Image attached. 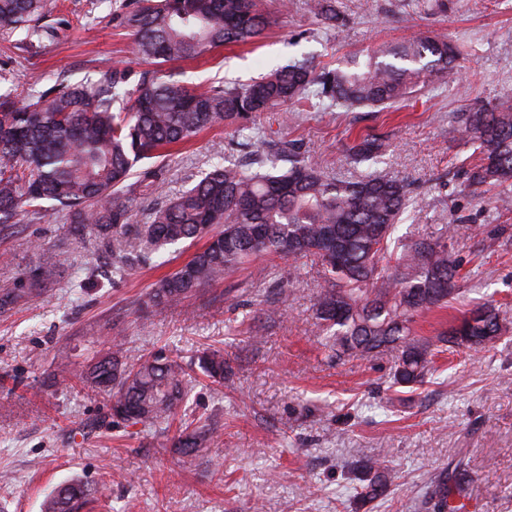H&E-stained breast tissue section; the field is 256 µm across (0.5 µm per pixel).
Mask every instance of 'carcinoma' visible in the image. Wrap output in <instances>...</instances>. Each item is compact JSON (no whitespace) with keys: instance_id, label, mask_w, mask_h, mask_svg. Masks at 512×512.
Returning a JSON list of instances; mask_svg holds the SVG:
<instances>
[{"instance_id":"carcinoma-1","label":"carcinoma","mask_w":512,"mask_h":512,"mask_svg":"<svg viewBox=\"0 0 512 512\" xmlns=\"http://www.w3.org/2000/svg\"><path fill=\"white\" fill-rule=\"evenodd\" d=\"M308 6L328 27L346 25L336 0H308ZM46 8L47 0H0V38L40 35ZM271 23L263 0H132L122 24L134 54L151 65L136 80L114 70L97 80L32 90L21 100L12 89L0 93V224L38 214L50 202L68 215L76 234L101 239L114 277L162 251L203 241L183 267L157 283L151 294L157 305L188 297L247 260L312 257L324 273L315 319L325 347L338 359L395 349L393 381L412 388L424 382L434 357V343L414 336L412 324L448 305L461 288L447 246L454 225L435 238L393 237L416 204L405 181L375 173L329 178L296 143L280 140L246 169L228 158L215 164L180 197L155 208L151 223H128L127 181L135 167L203 129L232 128L249 145L257 138L251 126L257 113L281 112L286 121L288 112H301L314 99L329 108H391L454 74L458 58L448 40L423 37L378 45L335 68L318 69L304 58L241 86L200 90L164 72L171 63L252 43ZM448 134L479 151L469 185L512 186V95L455 113ZM386 148L382 137L360 134L347 156L376 164ZM477 309L484 312L479 323L459 334L452 325L438 342L476 350L507 331L495 304ZM198 366L224 382L220 351L202 353ZM76 379L114 401L118 418L144 426L167 421L191 389L177 361H130L112 352ZM211 438V428L187 425L173 446L192 455ZM362 468L357 497L368 503L386 496L392 485L386 465L369 459ZM471 481L461 461L437 475L430 483L434 512H467ZM88 492L80 481L58 486L47 494L44 512H80Z\"/></svg>"}]
</instances>
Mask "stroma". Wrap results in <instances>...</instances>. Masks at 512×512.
Wrapping results in <instances>:
<instances>
[{
    "label": "stroma",
    "mask_w": 512,
    "mask_h": 512,
    "mask_svg": "<svg viewBox=\"0 0 512 512\" xmlns=\"http://www.w3.org/2000/svg\"><path fill=\"white\" fill-rule=\"evenodd\" d=\"M126 2L49 0L40 38L0 40V87L23 94L116 68L137 75L144 65L121 24ZM264 3L274 23L258 45L223 47L167 72L205 88L245 84L305 56L332 67L382 42L438 35L458 46L457 73L402 105H313L286 123L265 112L255 124L272 140L296 141L325 175L346 178L362 172L346 156L355 135L383 136L377 171L406 179L422 206L398 234L430 237L453 225L448 252L462 294L418 317L416 335L436 338L488 300L512 319V188L473 192L464 174L473 147L448 137L452 113L512 94V0H446L433 11L415 0H337L348 18L338 31L305 0L285 15L279 0ZM238 152L232 130L213 127L138 166L130 223H150L157 205ZM47 252L57 276L37 288ZM192 253L183 244L116 278L99 240L72 241L56 210L0 227V291H29L0 315V512H40L44 496L73 478L94 489L90 512H432L431 479L460 459L473 476L470 512H512V329L485 348L441 354L422 385L400 387L391 382L394 352L328 359L313 308L323 279L308 259L279 261L282 292L248 263L178 303L149 306L159 280ZM208 346L223 349L230 373L219 387L192 368L191 397L164 436L111 417L106 397L72 380L113 348L189 364ZM190 422L214 432L186 457L169 438ZM376 458L394 482L364 505L356 467Z\"/></svg>",
    "instance_id": "stroma-1"
}]
</instances>
